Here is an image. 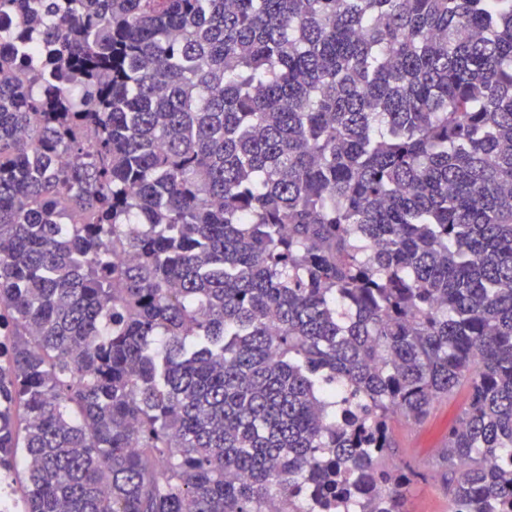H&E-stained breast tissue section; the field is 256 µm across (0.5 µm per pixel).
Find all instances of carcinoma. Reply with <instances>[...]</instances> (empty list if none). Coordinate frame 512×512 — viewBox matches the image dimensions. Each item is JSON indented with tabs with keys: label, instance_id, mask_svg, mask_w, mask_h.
<instances>
[{
	"label": "carcinoma",
	"instance_id": "cac0c4a2",
	"mask_svg": "<svg viewBox=\"0 0 512 512\" xmlns=\"http://www.w3.org/2000/svg\"><path fill=\"white\" fill-rule=\"evenodd\" d=\"M0 335L25 512H512V0H0ZM463 395L438 402L422 424L399 420L394 423V462L417 473L407 488L409 512H448V468L440 454L448 424L460 411Z\"/></svg>",
	"mask_w": 512,
	"mask_h": 512
}]
</instances>
